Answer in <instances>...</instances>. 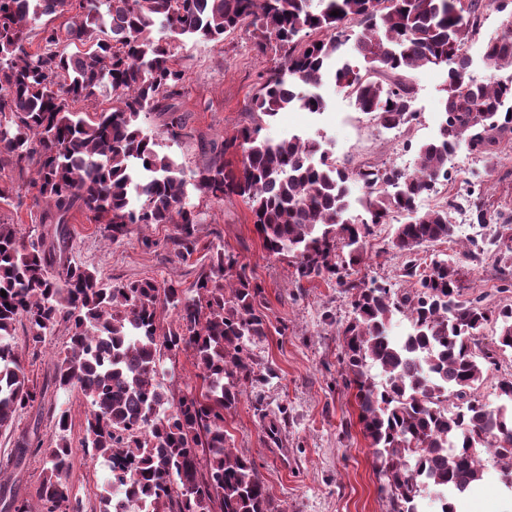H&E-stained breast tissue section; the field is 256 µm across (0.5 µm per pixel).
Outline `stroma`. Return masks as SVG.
Masks as SVG:
<instances>
[{
	"instance_id": "35a3bbf8",
	"label": "stroma",
	"mask_w": 512,
	"mask_h": 512,
	"mask_svg": "<svg viewBox=\"0 0 512 512\" xmlns=\"http://www.w3.org/2000/svg\"><path fill=\"white\" fill-rule=\"evenodd\" d=\"M512 16L487 9L478 34L466 45L469 74L481 82L512 74V69L491 67L484 57L487 41L501 34ZM174 52L186 69L185 93L176 99L179 115L189 135L171 141L164 133L167 115L156 112L143 120L146 134L156 139L160 152L170 155L185 173L206 162L205 146L222 143L244 126L259 127L261 137L279 141L294 135L319 141L339 161L356 167L371 164L382 168L416 165V147L433 138L442 115L448 69L424 66L412 70L413 105L417 122L387 129L361 112L354 97L327 78L314 86L326 107L310 113L299 109L279 112L274 118L253 112L251 98L259 76L279 65L274 54L260 55L253 48L251 31L225 35L223 41L185 39L175 42ZM460 176L488 182L495 208L512 210V146L502 145L498 154L481 158L466 148L456 152ZM188 202L202 214L191 255L175 251L177 233L172 224H135L117 241H107L99 225L86 217L71 224V238L63 254L65 262L96 269L110 283L143 278L178 282L194 291L208 274L216 248L233 255L237 271L251 276L262 287L264 312L270 321L265 338L251 346L258 367H273L276 378L247 386L236 409L227 414L224 429L240 454L251 458L270 494L283 512H388L382 492L383 476L358 424L353 389L345 384L341 338L337 326L352 312L349 299L321 279L297 281L288 259L269 255L253 223L252 214L239 197L214 200L189 189ZM393 225L376 227L364 251V271L377 279L395 280L403 259L389 249ZM462 284L468 290L489 293L491 305L512 303V291L501 292L494 259L481 265L463 261ZM68 340L57 329L38 351L24 346L16 334L25 372L43 397L18 415L10 432L0 434V480L9 481L18 497L28 499L41 480V457L30 458L15 469L11 451L21 436L38 438L43 445L55 439L56 411H69L67 437L72 450L68 487L70 497L87 508L98 507V492L107 465L81 445L88 405L81 394L67 392L53 379V360ZM280 423L281 438L288 450L289 467H282L266 434L269 421ZM482 478L471 496L456 497L459 512H469L473 500H481L485 512H497L506 490L500 467L484 456Z\"/></svg>"
}]
</instances>
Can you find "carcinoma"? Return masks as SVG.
Instances as JSON below:
<instances>
[{"label":"carcinoma","instance_id":"1","mask_svg":"<svg viewBox=\"0 0 512 512\" xmlns=\"http://www.w3.org/2000/svg\"><path fill=\"white\" fill-rule=\"evenodd\" d=\"M488 0H0V204L13 200L14 184L36 190L44 204L39 223L54 225V239L24 235L0 220V432L40 397L15 350L17 325L25 346L39 350L61 324L70 342L54 362L55 382L89 402L82 447L108 463L100 512H282L254 462L229 446L224 414L235 409L243 387L266 375L255 369L249 346L267 335L261 287L238 273L235 259L216 250L211 273L190 298L180 284L138 280L107 283L95 270L57 261L68 224L80 213L103 225L115 241L133 224H175L177 243L194 250L201 213L185 202L187 182L167 154L144 134L141 117L166 112L164 134L186 136L171 100L185 91V71L175 67L179 37L221 41L254 27V50L272 51L280 65L262 77L252 98L264 116L297 106L325 108L297 84L327 75L350 92L360 111L381 126L417 119L407 73L448 67L446 118L435 139L421 144L410 173L392 168H350L319 142L293 136L273 143L244 126L209 148L194 173L199 192L222 200L238 196L253 215L271 255L293 258L297 279L322 278L350 299L352 316L338 330L341 356L361 431L386 479L390 512H421L437 497L453 512L450 496L483 474L480 450L500 465L512 485V378L498 382L500 403L476 391L512 351V304L492 310L487 295L464 292L459 258L435 259L420 271L416 248L454 238L450 213L456 198L425 212L419 198L448 181V153L460 143L471 154L493 155L512 141V82L467 77L466 41L482 24ZM337 15H332V12ZM359 21L355 50L369 64L354 69L341 51L344 28ZM170 38L157 37L156 25ZM320 37H313V34ZM495 68L512 67V24L487 43ZM112 91V107L80 112L75 104ZM242 149L241 168L224 154ZM362 182L364 214L345 217L348 183ZM472 223L493 225L488 239L468 241L462 255L498 264L501 281L512 276V213L494 211L483 192L466 199ZM404 217L391 248L405 256L401 283L352 276L346 266L363 260L367 238L391 214ZM176 311L164 329L161 317ZM402 314L408 327L392 339L388 326ZM499 323L492 347L481 331ZM192 351L201 388L174 395L157 379L164 356ZM377 369L383 382L375 381ZM53 446L16 441L13 464L44 458L35 501L19 500L0 483V512H82L67 494L72 467L60 410Z\"/></svg>","mask_w":512,"mask_h":512}]
</instances>
